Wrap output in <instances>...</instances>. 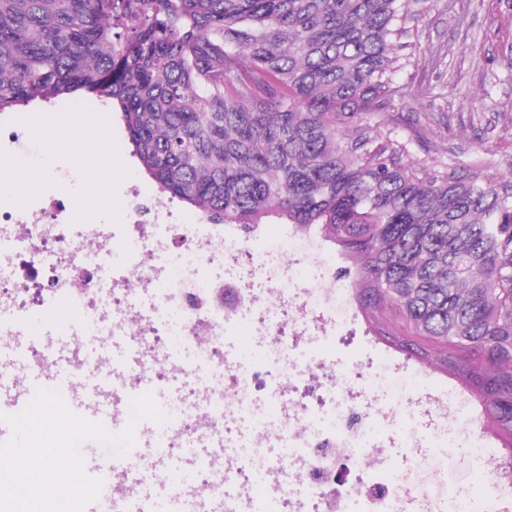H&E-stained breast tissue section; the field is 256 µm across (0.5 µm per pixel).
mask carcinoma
Returning a JSON list of instances; mask_svg holds the SVG:
<instances>
[{
  "label": "carcinoma",
  "instance_id": "1",
  "mask_svg": "<svg viewBox=\"0 0 512 512\" xmlns=\"http://www.w3.org/2000/svg\"><path fill=\"white\" fill-rule=\"evenodd\" d=\"M428 0H0V113L109 101L159 192L210 224L319 226L365 314L449 352L512 447V177L427 165L392 111Z\"/></svg>",
  "mask_w": 512,
  "mask_h": 512
}]
</instances>
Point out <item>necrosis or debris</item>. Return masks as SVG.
<instances>
[{
	"label": "necrosis or debris",
	"mask_w": 512,
	"mask_h": 512,
	"mask_svg": "<svg viewBox=\"0 0 512 512\" xmlns=\"http://www.w3.org/2000/svg\"><path fill=\"white\" fill-rule=\"evenodd\" d=\"M118 241L134 251L115 256ZM1 253L0 308L14 316L0 341L24 336L30 310L68 302L79 321L65 375L109 377L101 400L113 423L129 425L141 384L179 380L147 449L112 472V493L132 502L146 466L170 491L173 460L191 474L181 489L196 512H407L387 448L421 463L423 449L451 445L468 405L384 390L353 333L336 332L337 314L353 311L334 275L303 287L288 249L228 250L220 224L162 223L137 200L128 223L76 224L53 199L0 209ZM242 319L257 346L274 347L246 365L228 351ZM92 339L124 346L140 375L89 353Z\"/></svg>",
	"instance_id": "necrosis-or-debris-1"
}]
</instances>
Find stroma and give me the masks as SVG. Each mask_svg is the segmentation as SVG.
<instances>
[{
  "label": "stroma",
  "instance_id": "stroma-1",
  "mask_svg": "<svg viewBox=\"0 0 512 512\" xmlns=\"http://www.w3.org/2000/svg\"><path fill=\"white\" fill-rule=\"evenodd\" d=\"M396 80L405 86L406 95L378 121L387 128L397 127L414 157L451 165L481 162L490 172L512 173V0H434L412 62ZM12 131L33 141L35 133L26 111L0 114V160L19 156L40 172L37 184L25 193L24 208L33 209L67 194L68 181L79 170L73 151L62 148L47 167L38 158L39 144L33 141L29 149L18 148L8 139ZM112 161L117 172L109 188L120 210L117 223H127L135 190L141 200L162 203L171 212L172 222L199 223L196 209L158 193L133 156L127 133L117 120L112 123ZM309 236L318 243L319 255L298 265L300 281H311L324 269L333 272L346 266L340 248L319 229H311ZM357 329L361 342L376 357L412 371L414 391L464 390L457 371L428 364L386 342L375 334L365 314H358ZM392 456L401 493L424 495L437 502L453 488L463 499L478 502L485 498L467 442L429 449L426 461L415 469L405 464L401 449H393Z\"/></svg>",
  "mask_w": 512,
  "mask_h": 512
}]
</instances>
